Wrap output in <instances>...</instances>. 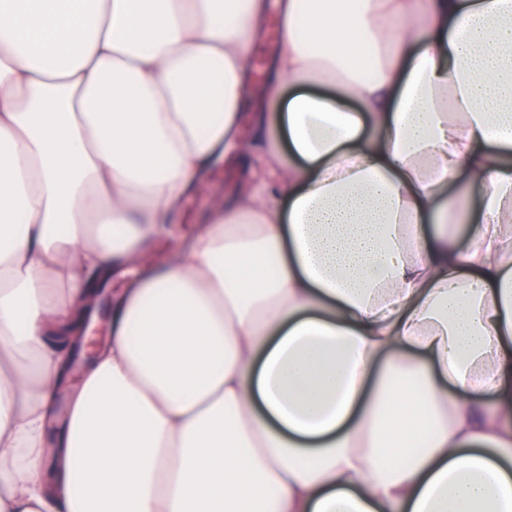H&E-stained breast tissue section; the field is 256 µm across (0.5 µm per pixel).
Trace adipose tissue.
<instances>
[{
	"mask_svg": "<svg viewBox=\"0 0 512 512\" xmlns=\"http://www.w3.org/2000/svg\"><path fill=\"white\" fill-rule=\"evenodd\" d=\"M267 8L0 0V512H512V0H278L261 162L155 261ZM124 285L123 279L113 276L109 282H105L100 287L97 321L87 332H84V335L89 337L92 348L104 343L110 336L109 322L112 315V295L114 296L121 288H124ZM90 354L84 355L83 360L78 352L73 354V363L69 367L67 377L63 383V387L59 396L58 411L59 417L52 427L46 430V436L49 441H55L59 436V429L63 425V415L67 407L69 393L74 386H76L82 376L85 366L88 364Z\"/></svg>",
	"mask_w": 512,
	"mask_h": 512,
	"instance_id": "ef3b65f1",
	"label": "adipose tissue"
}]
</instances>
